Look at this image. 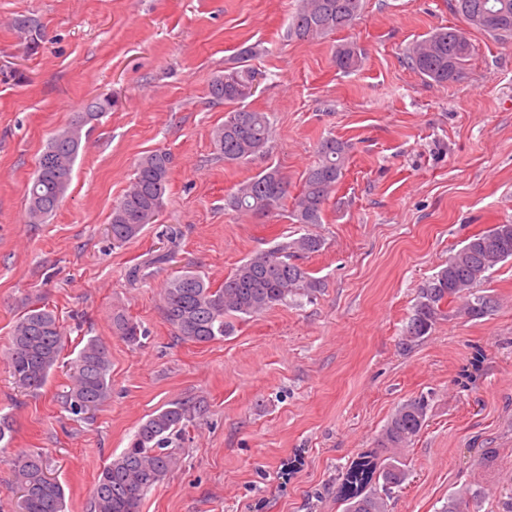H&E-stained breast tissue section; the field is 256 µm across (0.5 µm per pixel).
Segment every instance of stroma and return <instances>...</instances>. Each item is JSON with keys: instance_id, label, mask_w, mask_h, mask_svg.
<instances>
[{"instance_id": "stroma-1", "label": "stroma", "mask_w": 512, "mask_h": 512, "mask_svg": "<svg viewBox=\"0 0 512 512\" xmlns=\"http://www.w3.org/2000/svg\"><path fill=\"white\" fill-rule=\"evenodd\" d=\"M453 0H364L353 25L303 41L289 33L300 0H0V512H18L8 459L39 450L87 512L103 466L138 425L175 402L195 407L180 464L139 512H344L343 471L378 446L395 408L426 396L427 424L405 453L409 477L389 512H442L468 486L463 512H504L512 498V260L477 292L480 319L446 303L430 334L403 346L420 288L452 250L512 223V43L466 28ZM35 20L37 44L15 22ZM465 28L475 47L459 80L424 81L406 63L416 40ZM362 51L359 71L334 61ZM260 85L244 108L268 113L267 154L227 163L212 142L227 105L213 78L242 51ZM118 104L85 128L68 192L45 223L27 221V191L48 140L92 99ZM348 142L345 174L322 223L230 209L240 183L279 169L297 192L321 141ZM171 156L164 208L125 245L108 232L138 159ZM313 298L235 320L210 343L178 338L161 309L168 281L191 266L213 286L255 252L304 233ZM164 263H155V256ZM45 306L66 336L48 382L18 387L3 356L18 317ZM144 331L132 344L112 318ZM112 360V398L91 418L67 411L69 363L89 338ZM493 449L485 458V449ZM336 66L344 72L355 71L361 63L359 49L352 43L340 44L335 51Z\"/></svg>"}]
</instances>
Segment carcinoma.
<instances>
[{
	"instance_id": "cac0c4a2",
	"label": "carcinoma",
	"mask_w": 512,
	"mask_h": 512,
	"mask_svg": "<svg viewBox=\"0 0 512 512\" xmlns=\"http://www.w3.org/2000/svg\"><path fill=\"white\" fill-rule=\"evenodd\" d=\"M363 6L364 0H301L289 33L309 41L343 31L352 26ZM454 8L473 28L499 42H512V0H455ZM456 32L452 27L442 28L412 45L407 54L408 66L435 84L460 79L473 45L458 41ZM334 59L345 72L357 70L361 63L359 49L352 43L338 45ZM258 79L259 72L241 64L225 70L211 82L212 97L235 106L224 123L211 131L214 148L227 163L255 158L266 151L271 136L267 113L240 106L253 95ZM114 105L115 100L106 97L93 100L46 144L28 190L30 223L42 224L57 210L71 182L84 127L111 111ZM348 151V144L334 137L320 143L318 160L306 171L298 193L291 197L293 223H322L325 205L344 175ZM170 164V155L163 151L151 152L138 160L128 189L112 208L109 230L113 243L131 242L146 225L158 219ZM287 198L288 179L279 169L268 168L240 184L229 206L263 216L278 209ZM323 246L324 240L311 233L282 242L250 256L217 289L211 288L200 271L186 268L164 288V318L182 340H220L231 330L230 318L259 315L292 297H312L320 288V281L296 260L320 252ZM509 260L512 224H496L468 238L420 288L415 313L404 330V344L428 335L446 302L463 300L464 314L475 319L491 312L497 306L496 300L475 292L474 287L486 273ZM113 329L129 342L140 338L138 323L123 314L113 317ZM62 349L61 326L52 310L39 307L19 317L6 354L15 383L27 390L44 386L59 363ZM70 371L72 386L66 398L72 414H92L108 403L112 394V361L104 345L88 339L70 362ZM192 409L187 403H172L137 427L128 447L99 473L90 512H138L144 495L177 466L179 440L191 421ZM428 409L429 403L423 397L399 404L383 429L379 447H408L422 431ZM8 464L20 493V512H65V489L49 476L43 453L28 451L10 458ZM407 477L406 463L397 456L389 457L385 463L371 455L357 458L340 484L345 512H388L390 490L402 486ZM378 481L382 482V491L364 490ZM479 496L480 493L464 487L448 497L442 512H461L460 507L467 499Z\"/></svg>"
}]
</instances>
